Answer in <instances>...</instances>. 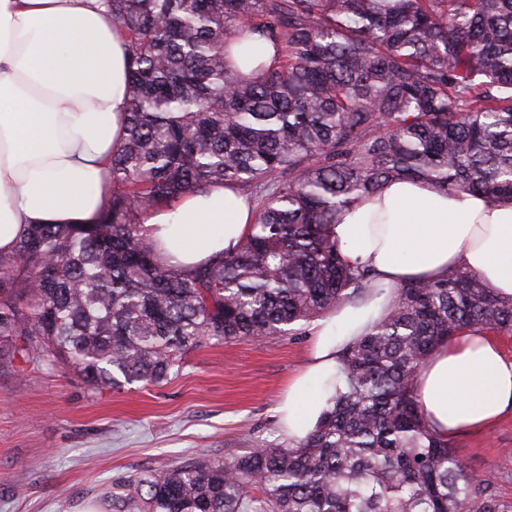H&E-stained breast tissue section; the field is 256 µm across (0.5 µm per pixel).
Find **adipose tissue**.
Masks as SVG:
<instances>
[{
  "instance_id": "obj_1",
  "label": "adipose tissue",
  "mask_w": 512,
  "mask_h": 512,
  "mask_svg": "<svg viewBox=\"0 0 512 512\" xmlns=\"http://www.w3.org/2000/svg\"><path fill=\"white\" fill-rule=\"evenodd\" d=\"M127 88V53L103 0H0V251L31 224L96 222L126 135ZM254 220L221 186L142 218L185 265L234 249ZM331 234L347 264L377 273V289L314 324L312 356L277 406L292 441L333 405L344 347L384 317L401 284L467 271L512 298V199L396 180L346 207ZM415 392L443 437L487 426L512 410V356L494 334L460 332L420 366Z\"/></svg>"
}]
</instances>
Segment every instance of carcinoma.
<instances>
[{"mask_svg": "<svg viewBox=\"0 0 512 512\" xmlns=\"http://www.w3.org/2000/svg\"><path fill=\"white\" fill-rule=\"evenodd\" d=\"M129 60L127 135L95 224H31L0 251V364L92 390L160 385L185 354L277 340L376 286L330 226L385 183L512 198V0H104ZM243 28L280 49L246 77ZM221 184L254 200L240 245L186 267L142 217ZM512 334L476 273L409 281L350 342L345 387L296 443L229 448L101 491L112 512H512L434 433L414 380L461 330Z\"/></svg>", "mask_w": 512, "mask_h": 512, "instance_id": "carcinoma-1", "label": "carcinoma"}]
</instances>
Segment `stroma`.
Segmentation results:
<instances>
[{
  "mask_svg": "<svg viewBox=\"0 0 512 512\" xmlns=\"http://www.w3.org/2000/svg\"><path fill=\"white\" fill-rule=\"evenodd\" d=\"M310 326L189 353L159 386L90 390L72 370L0 364V512H109L112 479L197 455L283 442L274 408L305 366ZM512 500V412L453 440Z\"/></svg>",
  "mask_w": 512,
  "mask_h": 512,
  "instance_id": "obj_1",
  "label": "stroma"
}]
</instances>
